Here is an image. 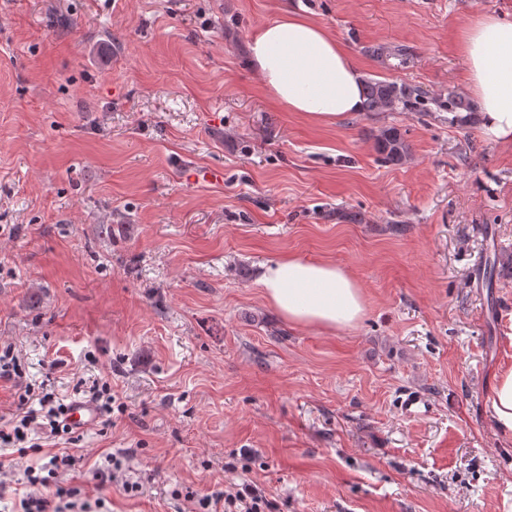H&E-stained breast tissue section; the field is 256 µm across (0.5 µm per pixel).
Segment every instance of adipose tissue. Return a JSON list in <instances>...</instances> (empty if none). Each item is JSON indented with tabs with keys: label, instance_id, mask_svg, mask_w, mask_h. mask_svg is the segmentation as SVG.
Returning a JSON list of instances; mask_svg holds the SVG:
<instances>
[{
	"label": "adipose tissue",
	"instance_id": "1",
	"mask_svg": "<svg viewBox=\"0 0 512 512\" xmlns=\"http://www.w3.org/2000/svg\"><path fill=\"white\" fill-rule=\"evenodd\" d=\"M458 48L485 135L512 143V20L474 17L461 29ZM248 55L270 97L310 122L333 124L364 109L362 72L323 26L299 14L253 32ZM257 284L266 302L296 326L333 332L366 312L359 282L332 260L281 257L263 264ZM488 403L499 432L512 436V367L499 368Z\"/></svg>",
	"mask_w": 512,
	"mask_h": 512
}]
</instances>
